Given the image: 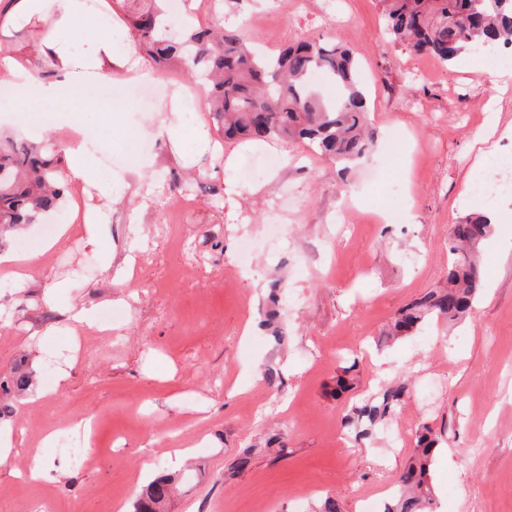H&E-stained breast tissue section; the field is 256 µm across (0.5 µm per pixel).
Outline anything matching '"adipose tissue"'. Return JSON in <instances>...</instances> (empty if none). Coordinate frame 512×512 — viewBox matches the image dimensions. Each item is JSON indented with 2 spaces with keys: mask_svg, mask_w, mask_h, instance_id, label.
<instances>
[{
  "mask_svg": "<svg viewBox=\"0 0 512 512\" xmlns=\"http://www.w3.org/2000/svg\"><path fill=\"white\" fill-rule=\"evenodd\" d=\"M45 10L56 17L54 29L48 30L44 39L46 58L56 79L50 84L35 83L22 62L21 53L0 55V80L11 82L22 90L17 101L1 104L0 110L11 112L17 106L28 105L33 100L51 99L59 93L80 97L89 87L117 80L152 78V71L135 61L132 41L123 36L90 43L84 58H76L73 42L81 37L76 27L77 0H15L11 10L0 15V27L15 25ZM65 153L69 158L68 181L94 184L102 192H111V184L102 177L85 147L81 130L71 133Z\"/></svg>",
  "mask_w": 512,
  "mask_h": 512,
  "instance_id": "adipose-tissue-1",
  "label": "adipose tissue"
}]
</instances>
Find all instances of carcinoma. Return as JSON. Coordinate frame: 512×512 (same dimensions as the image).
Masks as SVG:
<instances>
[{"label":"carcinoma","mask_w":512,"mask_h":512,"mask_svg":"<svg viewBox=\"0 0 512 512\" xmlns=\"http://www.w3.org/2000/svg\"><path fill=\"white\" fill-rule=\"evenodd\" d=\"M134 46L149 64L176 66L204 90L212 121L227 142L281 139L310 146L348 171L367 159L376 144L368 129L369 103L358 80L353 55L324 37L307 38L278 52L260 53L237 30L191 28L178 38L160 36L167 25L166 0H121ZM389 37L415 54L442 64L477 46L512 47V0H382ZM323 74L337 90L325 98L311 83ZM61 150L50 141H18L0 135V242L3 233L36 224L62 205L69 185L60 168ZM492 232L485 216L454 224L449 233L448 286L407 304L390 334L411 336L427 321H457L472 309L483 275L476 260L480 244ZM32 385L15 370L0 382L16 392ZM405 387L380 388L353 408L344 421L355 437H366L400 405ZM439 439L425 432L415 456L400 477L399 490L386 512H429L433 487L430 466ZM174 478H155L132 504L131 512H160Z\"/></svg>","instance_id":"carcinoma-1"}]
</instances>
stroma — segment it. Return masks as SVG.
<instances>
[{"label": "stroma", "mask_w": 512, "mask_h": 512, "mask_svg": "<svg viewBox=\"0 0 512 512\" xmlns=\"http://www.w3.org/2000/svg\"><path fill=\"white\" fill-rule=\"evenodd\" d=\"M216 22L273 51L318 34L352 49L380 177L302 145L224 142L205 112L170 134L172 113L104 85L85 102L45 101L96 131L112 192L86 188L0 246L32 259L25 282L0 268V378L19 364L33 378L0 421L12 436L0 512H130L160 472L178 477L165 512H316L328 497L362 512L390 501L426 426L440 445L434 512H512V252L497 247L512 199L470 193L494 179L478 158L492 119L512 121V85L493 84L473 54L445 65L389 42L379 0H229ZM255 155L270 160L265 176L241 182ZM81 208L109 218L97 244L75 222ZM491 208L502 221L480 247L486 287L471 314L382 340L399 309L445 286L451 225ZM64 225V243L41 252ZM81 305L111 313V333L74 327L67 311ZM275 305L280 340L263 324ZM382 382L409 393L385 431L355 440L343 418ZM92 417L82 467L53 438ZM35 466L50 480H28Z\"/></svg>", "instance_id": "stroma-1"}]
</instances>
